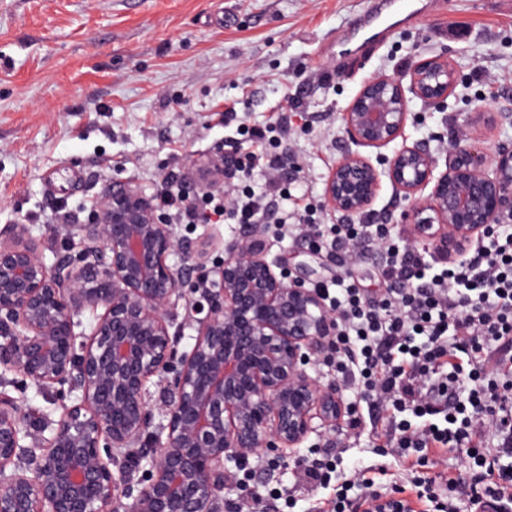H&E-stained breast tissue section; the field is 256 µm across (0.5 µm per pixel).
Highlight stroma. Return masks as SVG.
Masks as SVG:
<instances>
[{
  "mask_svg": "<svg viewBox=\"0 0 512 512\" xmlns=\"http://www.w3.org/2000/svg\"><path fill=\"white\" fill-rule=\"evenodd\" d=\"M449 2L448 15L398 31L353 77L325 82L365 0H0V238L25 224L50 263L73 241L53 221L57 208L85 223L114 185L129 182L151 196L172 169L185 172L186 191H198L199 163L228 143L253 149L224 124L233 101L245 103L256 124L295 103L282 145L304 171L286 207L324 202L330 169L356 149L343 114L362 86L438 54L457 70V86L442 111L409 97L404 140L441 152L471 137L512 147V6ZM479 112L497 113L496 125L478 123ZM242 230L229 219L174 225L168 261L183 268L190 248L211 239L209 262L217 264L223 244ZM266 244L268 259L292 272L310 269L316 282L332 265L308 241L280 239L271 226ZM377 430L368 420L356 431L344 421L310 436L288 464L266 455L256 466L230 464L236 486L221 494L216 512L255 495L266 512H315L329 490L292 487L311 449L380 486L405 480L397 448L379 446ZM288 489L292 497L282 498Z\"/></svg>",
  "mask_w": 512,
  "mask_h": 512,
  "instance_id": "35a3bbf8",
  "label": "stroma"
}]
</instances>
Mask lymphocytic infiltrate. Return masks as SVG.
<instances>
[{
    "instance_id": "obj_1",
    "label": "lymphocytic infiltrate",
    "mask_w": 512,
    "mask_h": 512,
    "mask_svg": "<svg viewBox=\"0 0 512 512\" xmlns=\"http://www.w3.org/2000/svg\"><path fill=\"white\" fill-rule=\"evenodd\" d=\"M288 112L248 129L252 152L224 155V185L236 188L231 203L215 194L203 205L186 201L178 171L165 175L157 203L174 224H238L259 219L315 241L332 258L335 275L318 284L323 300L338 316L336 370L351 375L359 400L380 412L387 437L414 472L411 485L377 487L337 480L331 461H302L301 482L335 486L331 512H416L424 502L431 512H458L454 492L460 480L448 475L420 478L439 448H462L470 497L478 512H504V491L512 488V448L495 451L473 446L479 432L512 439V230L492 225L456 264L430 273L418 250L399 245L387 225L366 218L361 224L325 223L318 206L305 205L293 216L284 208L288 182L301 171L283 154L268 151L272 133L287 129ZM267 184L250 188L256 173ZM372 246L381 258L382 288L369 295L349 284V267L359 245ZM443 424L415 427L411 417L431 409ZM360 488L358 501L348 492Z\"/></svg>"
}]
</instances>
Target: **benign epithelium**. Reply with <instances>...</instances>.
<instances>
[{
	"label": "benign epithelium",
	"instance_id": "1",
	"mask_svg": "<svg viewBox=\"0 0 512 512\" xmlns=\"http://www.w3.org/2000/svg\"><path fill=\"white\" fill-rule=\"evenodd\" d=\"M409 77L417 97L440 107L456 71L436 55L418 60ZM407 116L401 81L379 75L344 123L357 145L381 149ZM384 177L412 203L404 218L450 263L512 217V150L490 152L480 139L445 154L404 143L382 169L348 154L329 172L327 204L360 215ZM76 235L80 250L51 265L23 224L0 240V366L46 392L65 386L70 398L22 468L16 453L28 426L0 391V512H119L129 489L125 473L112 469L118 448L147 449L130 512H215L217 494L234 487L227 462L265 452L284 463L310 434L336 427L344 410L336 387L321 386L303 365L333 353L337 316L309 287V270L291 278L266 259L260 225L224 245L214 269L204 245L176 271L168 263L172 226L123 183ZM185 288L200 294L191 303L200 318L191 350L181 353L166 308ZM86 311L97 322L78 333ZM155 377L168 381L171 399L154 432L145 391Z\"/></svg>",
	"mask_w": 512,
	"mask_h": 512
}]
</instances>
